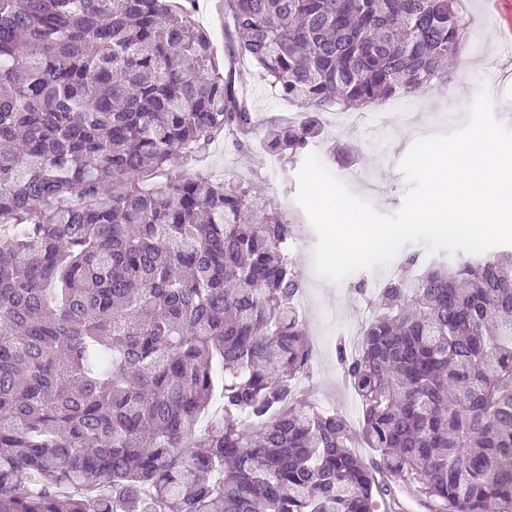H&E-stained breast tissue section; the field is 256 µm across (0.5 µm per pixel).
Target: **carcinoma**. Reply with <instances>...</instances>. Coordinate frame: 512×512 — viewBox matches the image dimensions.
Masks as SVG:
<instances>
[{
  "mask_svg": "<svg viewBox=\"0 0 512 512\" xmlns=\"http://www.w3.org/2000/svg\"><path fill=\"white\" fill-rule=\"evenodd\" d=\"M195 9L0 0V512H375L380 471L429 512H512V254L359 283L375 315L337 352L366 462L296 391L289 225L249 185L144 182L219 131L249 148L236 60L304 105L267 137L289 159L329 106L451 80L459 0H224L222 67Z\"/></svg>",
  "mask_w": 512,
  "mask_h": 512,
  "instance_id": "carcinoma-1",
  "label": "carcinoma"
}]
</instances>
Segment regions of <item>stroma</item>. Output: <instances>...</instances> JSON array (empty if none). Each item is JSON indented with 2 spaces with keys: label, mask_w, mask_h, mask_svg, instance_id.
Instances as JSON below:
<instances>
[{
  "label": "stroma",
  "mask_w": 512,
  "mask_h": 512,
  "mask_svg": "<svg viewBox=\"0 0 512 512\" xmlns=\"http://www.w3.org/2000/svg\"><path fill=\"white\" fill-rule=\"evenodd\" d=\"M464 2L474 22L464 51L473 64L469 82L489 88L496 119L512 127V59L504 60L497 68L487 67V58L497 50L496 32L482 16L480 0ZM235 81L247 89L257 115L250 151L240 152L231 140L220 138L204 157L186 161L172 171L171 177L252 186L277 208L283 221L291 224L293 255L307 296L300 312L317 354L311 379L302 380L301 385L308 400L319 409L341 414L352 428H359L360 400L342 374L337 346L342 342L356 345L359 337L357 318L363 303L356 285L382 280L388 271L382 267L359 271L338 284L317 275L313 260L316 233L296 200L297 174L303 160L282 158L269 151L263 141L269 129L286 123L289 113L299 111L300 106L282 96L258 68L240 67ZM473 100V94L452 83L433 85L418 95L380 101L360 110L361 130L326 127L324 138L313 150L355 195L368 201L377 212L391 215L402 207L408 191L399 168L403 156L418 136L448 133L460 127ZM340 147L351 149L349 162L338 160L335 151Z\"/></svg>",
  "instance_id": "35a3bbf8"
}]
</instances>
